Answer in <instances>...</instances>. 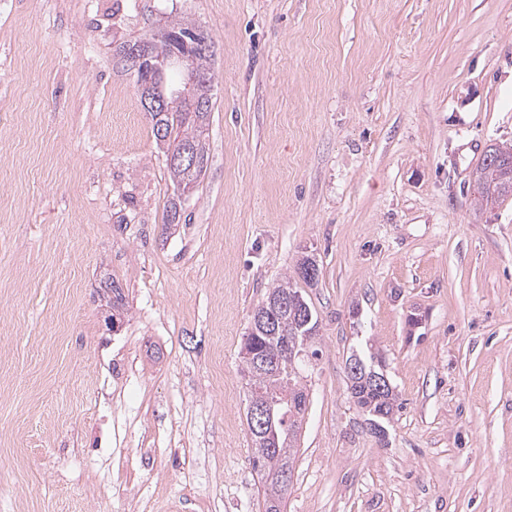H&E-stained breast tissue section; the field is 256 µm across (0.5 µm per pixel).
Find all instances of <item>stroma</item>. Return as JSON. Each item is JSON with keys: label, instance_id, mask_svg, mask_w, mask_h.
Returning a JSON list of instances; mask_svg holds the SVG:
<instances>
[{"label": "stroma", "instance_id": "1", "mask_svg": "<svg viewBox=\"0 0 512 512\" xmlns=\"http://www.w3.org/2000/svg\"><path fill=\"white\" fill-rule=\"evenodd\" d=\"M182 18L216 80L168 227L115 50ZM498 145L512 0H0V512H263L240 348L306 251L284 512H512V194L472 189ZM359 347L402 404L383 442ZM356 357L362 364V372L360 377L351 376L347 373L348 390L355 405L360 412L366 417L367 424L371 432L378 438L379 441H385L387 436V425L391 422L395 413V408L398 410L399 404L393 389L384 393H377L371 390V387L365 376L371 377L373 375L383 376L381 365L378 364V369L374 364V357L370 356L367 360L357 350H353L348 357ZM347 359V360H348ZM349 359V360H350Z\"/></svg>", "mask_w": 512, "mask_h": 512}]
</instances>
